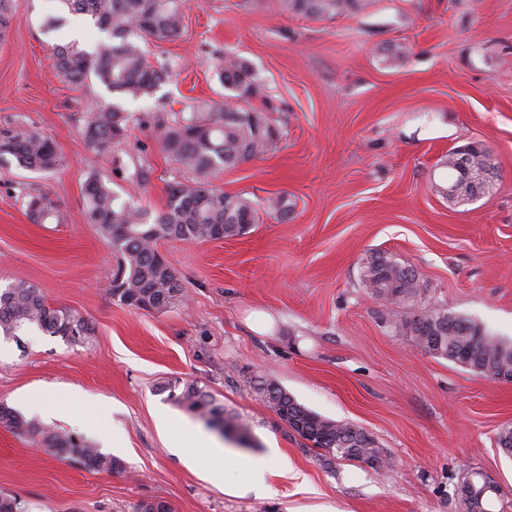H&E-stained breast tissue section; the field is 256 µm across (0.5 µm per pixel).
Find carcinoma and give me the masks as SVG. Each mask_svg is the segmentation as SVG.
I'll return each instance as SVG.
<instances>
[{
	"instance_id": "carcinoma-1",
	"label": "carcinoma",
	"mask_w": 512,
	"mask_h": 512,
	"mask_svg": "<svg viewBox=\"0 0 512 512\" xmlns=\"http://www.w3.org/2000/svg\"><path fill=\"white\" fill-rule=\"evenodd\" d=\"M68 11L90 17L106 34L91 53L66 44L55 49L56 75L72 84L95 77L109 92L133 100L153 97L167 77L163 64L147 58L141 42L166 41L179 35L183 26V0H61ZM285 10L316 19L333 17L359 6L360 0H281ZM224 86V101H200L192 112H172L158 123L164 151L173 162L196 174L191 180L174 181L167 188V207L149 220L148 212L119 200L98 175L87 177L83 187L85 216L97 226L100 236L120 255L112 279V295L124 304L151 312H164L184 297L173 268L158 251L162 240L187 243L221 240L242 235L257 222L252 202L239 195H227L214 188L205 176L215 170L235 167L271 151L280 138V129L250 101L264 96L251 63L237 55H224L218 73ZM83 136L98 153H110L127 135L129 116L119 103L108 104L80 118ZM457 152L448 154V182L457 186V201L469 202L474 183L486 168L490 151L480 145L470 151V176L459 170ZM0 162L50 173L63 166V158L53 142L33 127L15 121L0 126ZM26 214L35 224L60 222L56 203L46 194H30ZM361 279L374 298L390 305H419L422 310L446 319L447 328L429 342L410 327L411 319L396 315L388 327L397 334L411 336L429 355L463 366L486 378L512 369V343L489 332L475 319L425 302L427 289L414 269L408 271L381 255L371 256L363 265ZM26 328H36L49 336L69 342L85 341L92 328L82 316L50 307L37 288L26 283L0 289V332L15 336ZM158 390L202 419L206 425H220L223 433L247 442V427L224 413L212 396L194 383L162 382ZM257 390L267 407L283 423L303 422L295 433L314 441L321 457L361 461L376 459L377 470L390 466L384 449L375 440L359 445L355 426L322 417L299 403L272 381H261ZM0 423L18 435L31 432L32 425L15 409L0 403ZM45 445L77 457L94 470H119V460L70 436L48 432ZM483 491L478 477L465 471L454 493L461 506L469 488ZM135 512H171L165 500L156 497L139 502Z\"/></svg>"
}]
</instances>
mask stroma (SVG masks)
I'll return each instance as SVG.
<instances>
[{"mask_svg":"<svg viewBox=\"0 0 512 512\" xmlns=\"http://www.w3.org/2000/svg\"><path fill=\"white\" fill-rule=\"evenodd\" d=\"M60 0H12L0 40V124L50 137L64 159L53 174L0 163V287L24 282L53 307L84 317L94 334L70 344L28 329L0 335V402L15 410L61 388L51 420L32 432L0 424V493L29 512H134L160 497L172 512H460L464 469L494 475L493 512H512V459L496 445L512 424V382L477 376L394 333L391 314L414 306L371 299L361 267L383 253L414 268L429 304L465 313L512 339V0H361L329 19L283 9L280 0H187L183 27L147 41L170 77L151 99L125 100V141L99 154L79 118L112 101L103 86L56 77L52 48L102 37L72 17L64 38L46 34ZM407 47L403 62L390 59ZM247 58L266 110L283 136L275 151L209 174L251 199L260 221L219 241L160 242L186 303L163 313L113 297L117 255L84 214L82 184L98 173L122 200L162 210L176 170L156 116L191 100L220 101L225 52ZM491 151L487 196L448 202L445 161L471 142ZM144 168L147 180L134 171ZM52 197L59 224H35L23 193ZM285 196L287 219L265 211ZM180 380L209 392L247 425L251 446L200 466L170 450L166 418L205 424L156 390ZM274 381L308 409L366 429L396 465L387 474L325 462L289 430L257 391ZM111 425L121 472L90 471L47 451L44 431L97 445ZM272 457L269 494L244 492L250 461ZM223 473L221 482L201 469Z\"/></svg>","mask_w":512,"mask_h":512,"instance_id":"1","label":"stroma"}]
</instances>
